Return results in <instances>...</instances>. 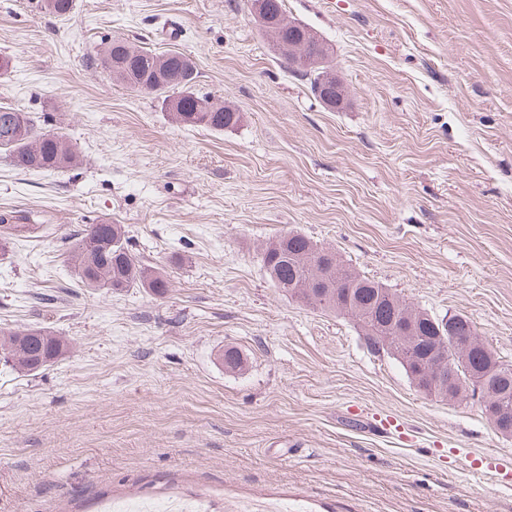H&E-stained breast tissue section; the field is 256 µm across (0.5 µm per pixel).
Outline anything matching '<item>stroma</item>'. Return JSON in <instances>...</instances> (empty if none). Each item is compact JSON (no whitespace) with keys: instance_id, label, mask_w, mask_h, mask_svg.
<instances>
[{"instance_id":"stroma-1","label":"stroma","mask_w":512,"mask_h":512,"mask_svg":"<svg viewBox=\"0 0 512 512\" xmlns=\"http://www.w3.org/2000/svg\"><path fill=\"white\" fill-rule=\"evenodd\" d=\"M329 48L324 106L246 0H0V105L66 133L65 172L0 157V331L51 328L36 375L0 360V512H512V437L475 399L420 393L349 317L275 288L299 232L412 306L467 316L512 364V0H284ZM177 50L235 108L172 123L92 56ZM125 225L170 287L92 290L69 250ZM246 358L225 370L224 347ZM499 465L498 482L469 458Z\"/></svg>"}]
</instances>
